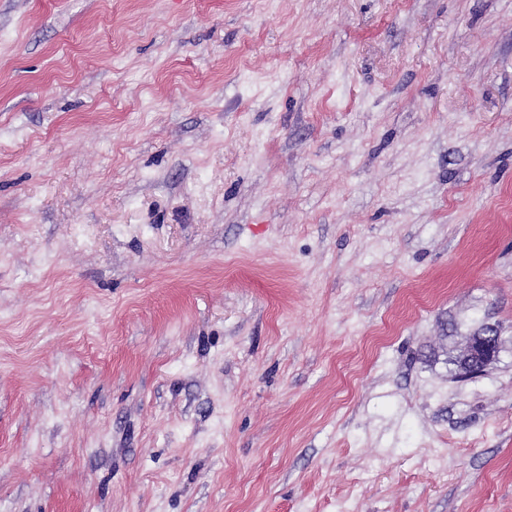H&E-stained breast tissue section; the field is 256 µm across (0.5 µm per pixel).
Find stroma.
Listing matches in <instances>:
<instances>
[{"label": "stroma", "mask_w": 512, "mask_h": 512, "mask_svg": "<svg viewBox=\"0 0 512 512\" xmlns=\"http://www.w3.org/2000/svg\"><path fill=\"white\" fill-rule=\"evenodd\" d=\"M512 0H0V512H512ZM505 331L500 326H490L484 332L472 336L465 346L461 359L463 368L460 370V359L456 360L461 378L476 380L484 375L486 369L497 360Z\"/></svg>", "instance_id": "obj_1"}]
</instances>
